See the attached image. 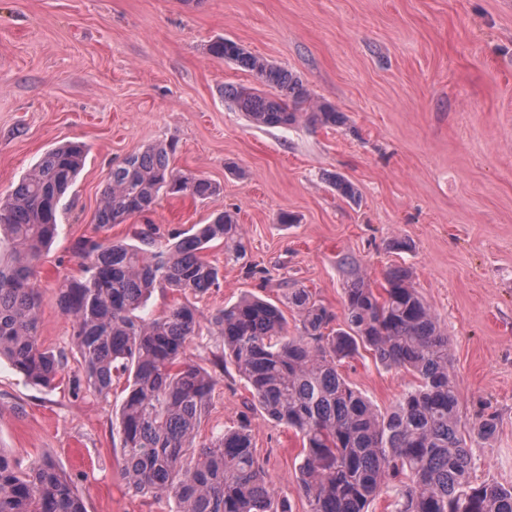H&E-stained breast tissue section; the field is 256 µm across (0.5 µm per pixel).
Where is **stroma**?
Instances as JSON below:
<instances>
[{"label":"stroma","mask_w":512,"mask_h":512,"mask_svg":"<svg viewBox=\"0 0 512 512\" xmlns=\"http://www.w3.org/2000/svg\"><path fill=\"white\" fill-rule=\"evenodd\" d=\"M222 37L299 76L344 125H251L222 92L255 76L206 52ZM169 140L172 166L218 195L164 196L148 216L98 227L112 167ZM67 141L89 154L38 268L43 347H72L57 290L82 273V239L133 244L150 226L164 244L226 211L242 249L213 243L205 257L219 285L190 298L201 321L186 357L215 380L197 443L248 423L278 499L308 512L299 434L271 423L223 366L210 318L255 296L293 319L292 288L342 313L349 257L376 289L390 269L412 271L448 336L462 424L498 418L493 437L470 444L472 480L512 486V0H0V197ZM334 174L358 201L336 192ZM396 239L408 250L392 249ZM341 372L381 411L412 382L366 352ZM123 398L118 385L43 387L1 360L0 449L23 470L51 458L86 512H169L170 499L136 494L122 476Z\"/></svg>","instance_id":"1"}]
</instances>
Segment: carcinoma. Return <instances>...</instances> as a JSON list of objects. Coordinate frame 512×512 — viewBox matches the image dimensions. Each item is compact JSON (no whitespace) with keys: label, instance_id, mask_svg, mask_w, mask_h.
I'll use <instances>...</instances> for the list:
<instances>
[{"label":"carcinoma","instance_id":"1","mask_svg":"<svg viewBox=\"0 0 512 512\" xmlns=\"http://www.w3.org/2000/svg\"><path fill=\"white\" fill-rule=\"evenodd\" d=\"M213 58L254 73L261 87L226 86L224 99L252 124L288 127L309 94L288 69L247 52L231 39L207 47ZM307 121L344 123L342 113L320 104ZM175 145L159 142L112 168L95 223L122 224L151 211L162 195L204 201L217 186L171 166ZM88 148L67 142L47 151L5 199H0V358L28 381L52 385L70 354L42 347L41 294L37 269L58 230L59 204L84 167ZM332 186L356 200L341 176ZM240 225L218 212L193 233L156 249L88 238L79 243L83 275L58 288L62 312L73 323L72 352L82 372L73 391L104 394L124 382L117 415L122 471L137 494L165 495L170 512H288L256 459L249 425L226 430L200 446L195 430L209 412L214 378L185 357L198 335L200 314L190 302L152 321L140 316L157 288L202 294L218 285L219 270L203 257L212 241L237 249ZM347 267L345 326L306 288L288 292L299 333L288 335L280 308L245 298L215 313L211 325L224 338V360L234 364L259 408L276 425L302 436L300 488L308 512H369L384 488L393 492L391 512H512V486L470 482L473 458L466 435L493 436L498 419L483 415L461 429L459 396L448 371V336L410 281L394 268L379 293L353 263ZM371 354L386 368L411 373L416 383L388 411L379 412L339 371L346 360ZM0 512H85L70 479L49 459L23 472L0 449Z\"/></svg>","mask_w":512,"mask_h":512}]
</instances>
